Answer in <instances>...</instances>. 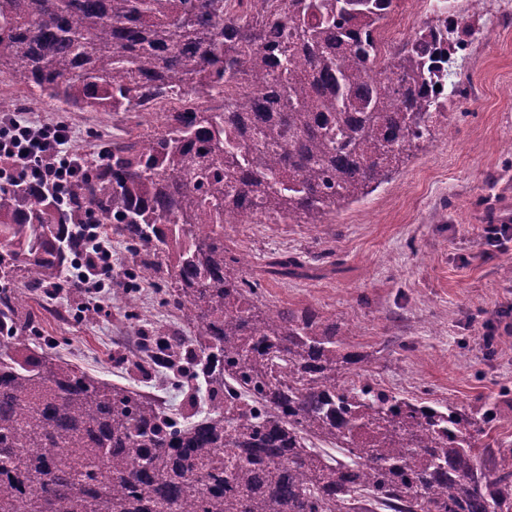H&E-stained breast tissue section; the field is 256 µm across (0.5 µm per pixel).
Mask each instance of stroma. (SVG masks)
Returning a JSON list of instances; mask_svg holds the SVG:
<instances>
[{"instance_id": "obj_1", "label": "stroma", "mask_w": 512, "mask_h": 512, "mask_svg": "<svg viewBox=\"0 0 512 512\" xmlns=\"http://www.w3.org/2000/svg\"><path fill=\"white\" fill-rule=\"evenodd\" d=\"M468 14L473 33L457 53L453 77L463 94L450 106L447 129L359 201L330 213L308 231L302 224H228L224 242L247 254L248 279L259 281L270 306L312 309L336 317L348 341L366 352L363 379L406 398L469 410L494 406L498 419L486 445L512 442V282L497 267L512 248L486 255L485 226L512 215V0H488ZM40 123L69 124L75 147L98 153L126 137L132 124L116 112L63 111L52 101L25 109ZM324 257L336 273L272 280L271 254ZM27 310L43 350L83 371L140 391L168 411H203L206 383L191 390L170 374L145 375L124 354L135 329L114 304L84 311L68 288H41Z\"/></svg>"}]
</instances>
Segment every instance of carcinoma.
Here are the masks:
<instances>
[{
    "mask_svg": "<svg viewBox=\"0 0 512 512\" xmlns=\"http://www.w3.org/2000/svg\"><path fill=\"white\" fill-rule=\"evenodd\" d=\"M395 0H0V72L28 102L134 113L61 204L0 183V512H512L497 409L400 397L350 378L366 355L336 319L271 307L224 225L325 223L432 135L470 28L448 7L384 51ZM442 89H435V85ZM126 244L119 297L150 278L194 330L210 409L151 397L39 353L20 323L56 287L87 213ZM272 258L273 278L306 275ZM159 355L181 346L148 337ZM312 438L344 452L334 458Z\"/></svg>",
    "mask_w": 512,
    "mask_h": 512,
    "instance_id": "cac0c4a2",
    "label": "carcinoma"
}]
</instances>
